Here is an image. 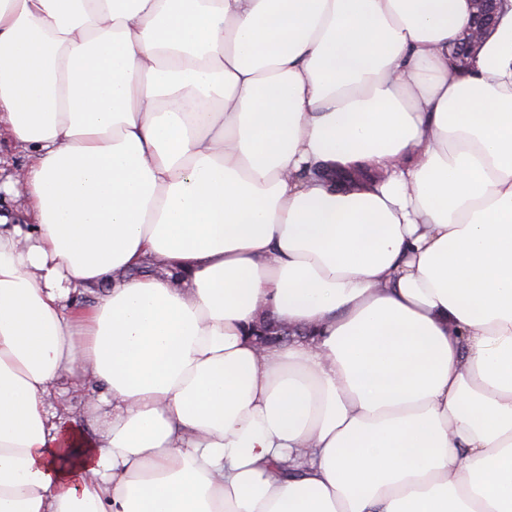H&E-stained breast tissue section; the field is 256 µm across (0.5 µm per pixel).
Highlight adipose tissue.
Wrapping results in <instances>:
<instances>
[{
	"mask_svg": "<svg viewBox=\"0 0 512 512\" xmlns=\"http://www.w3.org/2000/svg\"><path fill=\"white\" fill-rule=\"evenodd\" d=\"M498 6L0 0V512H512ZM497 0H473L474 12L470 25L453 46V59L464 66L474 49L491 33L496 22ZM26 163L23 152L15 148L7 139V136L1 131L0 136V169L1 181L6 176L13 174ZM26 201L23 195L0 194V214L8 215L10 218L19 219L20 224H33L31 216H26ZM24 221V222H23Z\"/></svg>",
	"mask_w": 512,
	"mask_h": 512,
	"instance_id": "adipose-tissue-1",
	"label": "adipose tissue"
}]
</instances>
